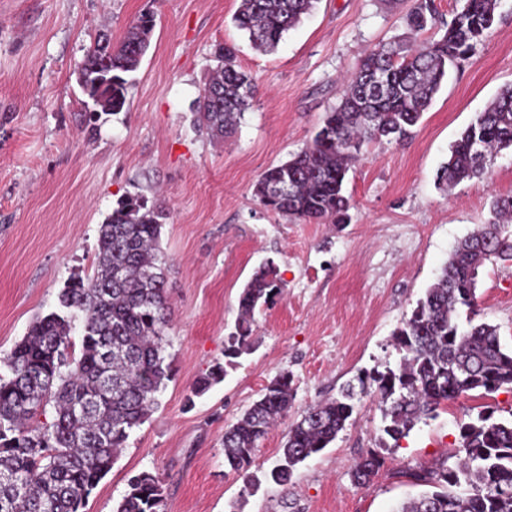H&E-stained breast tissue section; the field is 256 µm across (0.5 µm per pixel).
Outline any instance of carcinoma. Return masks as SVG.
Instances as JSON below:
<instances>
[{"mask_svg": "<svg viewBox=\"0 0 512 512\" xmlns=\"http://www.w3.org/2000/svg\"><path fill=\"white\" fill-rule=\"evenodd\" d=\"M317 0H240L233 16L263 52L275 50ZM502 0H465L444 33L421 45L396 36L367 52L339 104L325 113L310 146L269 167L255 185L268 210L314 224H346L350 199L344 181L364 145L398 142L412 134L448 70L458 67L494 24ZM434 0H412L406 26L421 33L437 26ZM155 21L142 13L117 43L101 36L78 76L83 93L100 111L127 107L128 76L149 47ZM216 68L197 101L199 120L217 138L235 134L249 107L252 80L218 49ZM512 148V85L503 87L450 146L438 171L452 186L485 173L487 159ZM491 218L460 240L411 316L393 332L399 361L370 376L382 404V432L398 447L422 419L473 390L512 389V349L489 323L462 328L458 308H472L479 270L490 261H512V196H494ZM165 213L142 196L117 202L100 225L93 274L72 276L55 310L36 318L13 349L0 356V512H83L92 491L111 471L130 432L142 425L171 378L165 336L170 326L167 257L159 239ZM272 261L252 275L238 298L234 331L217 362L195 382L205 393L224 380L235 360L250 351L254 316L282 294ZM79 332L80 351L73 333ZM355 386L311 405L291 424L269 477L284 485L294 468L336 440L354 411ZM294 400L293 378L267 384L243 417L224 431V466L241 475L253 464L259 442L284 419ZM52 405L51 420L36 417ZM456 468L439 466L415 478L443 491L426 492L399 512H512V420L492 414L460 426ZM384 464L370 452L353 480L364 483ZM160 478L131 476L113 512H165Z\"/></svg>", "mask_w": 512, "mask_h": 512, "instance_id": "obj_1", "label": "carcinoma"}]
</instances>
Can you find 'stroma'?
<instances>
[{"label":"stroma","mask_w":512,"mask_h":512,"mask_svg":"<svg viewBox=\"0 0 512 512\" xmlns=\"http://www.w3.org/2000/svg\"><path fill=\"white\" fill-rule=\"evenodd\" d=\"M410 5L318 0L265 54L232 22L239 0H0V355L54 310L71 276L92 273L99 227L119 199L141 195L167 213L160 247L173 375L84 512H112L128 478L144 470L163 480L166 512H396L423 491L415 473L455 466L462 423L487 412L512 417V391H471L385 449L378 399L367 392L335 442L298 465L288 485L248 493L224 466L225 427L275 376L292 375L295 397L255 451L262 471L310 405L395 365L394 329L457 242L487 221L492 197L512 195V148L482 177L437 183L450 145L512 84V0H502L411 137L363 147L345 180L349 223L292 221L255 197L267 168L312 142L364 51L405 33ZM145 11L156 25L130 77L128 110L99 114L86 128L80 65L99 33L120 41ZM224 44L253 87L237 134L218 140L200 128L196 101ZM269 260L286 288L257 312L253 349L192 397L196 379L224 358L242 288ZM471 321L496 325L512 347V261L480 269L473 308L459 310L460 325ZM376 449L384 465L355 483L356 463Z\"/></svg>","instance_id":"1"}]
</instances>
